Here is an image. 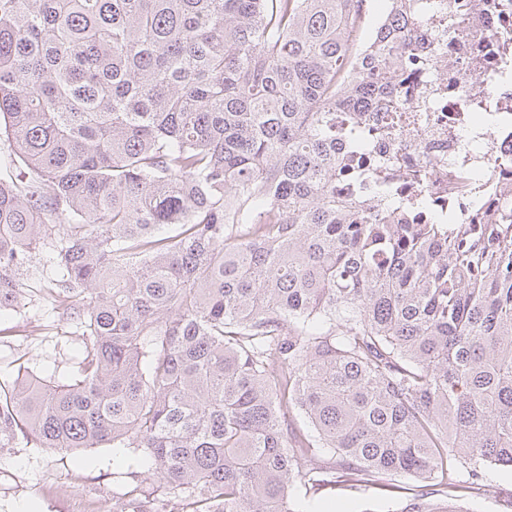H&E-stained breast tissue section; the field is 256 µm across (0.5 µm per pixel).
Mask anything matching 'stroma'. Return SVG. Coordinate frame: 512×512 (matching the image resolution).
<instances>
[{
  "mask_svg": "<svg viewBox=\"0 0 512 512\" xmlns=\"http://www.w3.org/2000/svg\"><path fill=\"white\" fill-rule=\"evenodd\" d=\"M46 303L31 302L25 315L0 312V381L11 379L18 361L43 378L60 380L82 354L77 335ZM151 473L142 455L103 444L77 454L18 445L0 455V512H121L119 494L127 473ZM411 479L386 475L367 488L326 489L299 494L300 512H401ZM472 512H512V469L488 465L480 489L466 498Z\"/></svg>",
  "mask_w": 512,
  "mask_h": 512,
  "instance_id": "stroma-1",
  "label": "stroma"
}]
</instances>
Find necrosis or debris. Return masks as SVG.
<instances>
[{
    "label": "necrosis or debris",
    "instance_id": "1",
    "mask_svg": "<svg viewBox=\"0 0 512 512\" xmlns=\"http://www.w3.org/2000/svg\"><path fill=\"white\" fill-rule=\"evenodd\" d=\"M451 8L462 18L454 41L433 43L444 19L438 7L406 35L400 129L383 112L364 113L359 124L391 195L426 224L470 223L475 207L495 210L498 191L512 188V11L501 0H453Z\"/></svg>",
    "mask_w": 512,
    "mask_h": 512
}]
</instances>
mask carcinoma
<instances>
[{"mask_svg": "<svg viewBox=\"0 0 512 512\" xmlns=\"http://www.w3.org/2000/svg\"><path fill=\"white\" fill-rule=\"evenodd\" d=\"M367 2L0 0V310L47 251L38 297L84 346L0 383V453L140 451L123 512H297L386 474L416 482L401 512H469L512 468V207L474 234L336 195L422 9L366 40Z\"/></svg>", "mask_w": 512, "mask_h": 512, "instance_id": "carcinoma-1", "label": "carcinoma"}]
</instances>
